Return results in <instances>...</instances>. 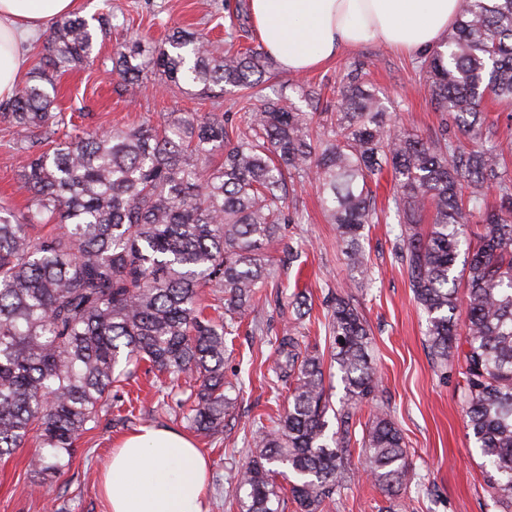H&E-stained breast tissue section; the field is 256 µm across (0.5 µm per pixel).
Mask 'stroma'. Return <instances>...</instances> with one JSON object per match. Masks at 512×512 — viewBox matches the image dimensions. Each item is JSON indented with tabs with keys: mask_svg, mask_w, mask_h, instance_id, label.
<instances>
[{
	"mask_svg": "<svg viewBox=\"0 0 512 512\" xmlns=\"http://www.w3.org/2000/svg\"><path fill=\"white\" fill-rule=\"evenodd\" d=\"M225 0H81L82 17L92 19L107 11L123 14L125 24L106 28L98 36L93 63L72 69L58 79L59 111L71 116L74 127L103 131L154 124L167 112L222 114L234 111L232 94L207 97L165 87L150 76L131 84L112 71V51L120 44L140 39L146 50L162 46L174 28L208 38L216 52L228 50L224 28L229 19ZM369 64L381 92L403 95L396 122L428 135L438 129L441 116L430 104L415 77V55L369 43L341 51L320 69L300 73L278 70L274 88L294 96L296 83L318 86L325 101H335L348 68ZM22 156L13 128L0 123V204L23 209L27 192L19 170ZM303 210V223L286 227L282 241L270 245L272 274L261 290L257 307L248 312L238 335L227 337L224 374L237 385L233 409L224 419L221 438H195L196 448L207 457L211 470L209 512H238L234 487L237 472L250 455L252 434L288 405L286 388H270V366L276 357L275 338L289 325H297L306 346L329 354L325 327L329 306L350 282V272L336 227L327 223L316 189L305 183L294 187ZM399 228L372 225L364 247L373 275L371 285L355 289L372 338V356L381 377V396L408 448L416 473L413 483L400 493L405 512H501L486 485L484 459L467 431L459 404L457 373H435L425 341L426 315L414 300L402 267L394 256ZM301 252L299 261L283 265L285 245ZM305 290L311 305L309 321L295 324L286 300L294 289ZM173 395L158 393L154 375L138 374L135 381L112 391V403L130 412L123 425L87 433L77 444L66 474L43 481L34 473L28 455L17 452L0 458V512H109L98 490V475L113 448L127 434L142 427L166 426L187 432V403L179 394L184 379L170 377ZM351 480L332 512H382L389 501L362 470L361 443L351 442L348 457Z\"/></svg>",
	"mask_w": 512,
	"mask_h": 512,
	"instance_id": "obj_1",
	"label": "stroma"
}]
</instances>
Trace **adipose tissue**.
<instances>
[{"label": "adipose tissue", "mask_w": 512, "mask_h": 512, "mask_svg": "<svg viewBox=\"0 0 512 512\" xmlns=\"http://www.w3.org/2000/svg\"><path fill=\"white\" fill-rule=\"evenodd\" d=\"M77 0H0V100L26 71L28 42ZM260 42L292 73L313 70L342 50L376 42L408 52L435 47L457 19V0H251ZM111 512H207V462L184 435L143 427L102 471Z\"/></svg>", "instance_id": "obj_1"}]
</instances>
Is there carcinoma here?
Returning <instances> with one entry per match:
<instances>
[{
	"mask_svg": "<svg viewBox=\"0 0 512 512\" xmlns=\"http://www.w3.org/2000/svg\"><path fill=\"white\" fill-rule=\"evenodd\" d=\"M247 18L240 0L229 38L248 33ZM167 43L145 58L121 45L112 70L124 81L149 71L167 86L237 92L245 126L227 112H169L155 126L54 139L64 123L56 77L88 63L97 44L96 26L77 16L54 23L42 65L0 103V123L21 135L29 193L22 211L0 205V458L31 443V467L63 475L77 441L112 415V388L143 363L185 377L189 427L222 435L234 390L224 378L225 337L237 335L271 274L268 246L302 222L290 188L311 182L355 286L371 281L366 227L399 225L395 255L427 314L433 368L461 375V410L489 467L488 492L512 512V114L502 132L483 110L489 96L512 109V0H458L447 50L420 56L419 83L459 138L446 124L427 136L391 124L399 101L374 90L360 64L333 111H318L316 87L297 86L305 112L266 93L274 70L267 53L217 56L202 35L179 28ZM385 172L395 190L379 209L371 183ZM471 224L480 225L473 239ZM208 291L224 307L220 321L203 314ZM288 306L298 320L310 315L301 292ZM327 334L344 385L336 410L323 356L301 348L294 326L276 337L272 372L290 404L252 435L237 476L238 512H282L280 478L292 481L299 512H330L350 481L353 420L380 388L351 292L334 298ZM361 448L382 492L394 495L414 478L384 407L366 424Z\"/></svg>",
	"mask_w": 512,
	"mask_h": 512,
	"instance_id": "1",
	"label": "carcinoma"
}]
</instances>
